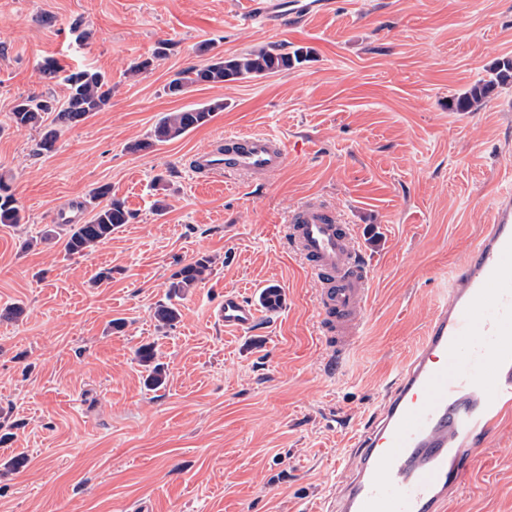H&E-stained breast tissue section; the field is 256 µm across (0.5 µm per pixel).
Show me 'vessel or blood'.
<instances>
[{"mask_svg": "<svg viewBox=\"0 0 512 512\" xmlns=\"http://www.w3.org/2000/svg\"><path fill=\"white\" fill-rule=\"evenodd\" d=\"M329 0H254L253 16L269 28L326 12ZM284 144L268 134L225 136L224 147L196 154L195 174L260 179L282 170ZM465 262L448 283L424 336L391 381L381 407L353 439L348 473L325 512H449L490 446L498 422L512 413V190L499 192ZM286 234L319 284L318 333L328 368L359 336L370 279L351 225L315 202L288 218ZM244 333L258 311L227 293L214 313Z\"/></svg>", "mask_w": 512, "mask_h": 512, "instance_id": "b4317fda", "label": "vessel or blood"}]
</instances>
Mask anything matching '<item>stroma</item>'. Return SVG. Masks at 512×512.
Returning <instances> with one entry per match:
<instances>
[{"mask_svg": "<svg viewBox=\"0 0 512 512\" xmlns=\"http://www.w3.org/2000/svg\"><path fill=\"white\" fill-rule=\"evenodd\" d=\"M333 2L275 30L245 21L251 0H0V179L23 216L0 224V309H23L0 321V512H317L343 478L353 432L412 356L495 195L512 189V83L477 110L448 107L512 59V0ZM263 47L308 57L166 91L214 55ZM149 56L152 69L130 77ZM49 57L104 73L112 105L42 153L52 121L18 130L10 111L21 95L65 97L40 78ZM215 101L224 108L205 125L129 151L165 113ZM228 133L276 135L286 167L257 183L193 174L190 158ZM158 175L171 185L160 214ZM102 185L132 213L111 239L72 259L59 237L23 249L45 229L87 223ZM307 200L352 225L370 272L362 333L333 374L318 284L284 234ZM201 255L212 274L160 327L170 275ZM270 285L282 293L275 310L259 305ZM230 291L259 306L252 332L214 322ZM146 343L167 373L156 390L136 357ZM454 507L512 512V421Z\"/></svg>", "mask_w": 512, "mask_h": 512, "instance_id": "obj_1", "label": "stroma"}]
</instances>
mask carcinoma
<instances>
[{
    "mask_svg": "<svg viewBox=\"0 0 512 512\" xmlns=\"http://www.w3.org/2000/svg\"><path fill=\"white\" fill-rule=\"evenodd\" d=\"M301 50L282 53L273 48L251 50L231 58L218 57L202 67H190L179 73L168 85V93L178 96L197 84H222L245 78L264 76L290 69L300 62ZM68 95L58 102L50 93L28 95L15 99L11 109V120L18 129L41 126L44 115L54 113L56 127L47 130L40 142V148L51 152L55 148L59 129L70 128L95 112H102L111 105L112 86L105 76L92 69L72 71L63 77ZM512 83V62L499 63L493 68L490 80H480L471 85L461 96L451 102L459 112H470L481 106L497 85ZM224 109V103H213L202 107L184 108L166 113L155 125L150 136L128 146L132 152L151 149L153 146L183 137L190 131L206 124L212 113ZM99 199H107L93 217L85 224L70 225L64 240L67 257L84 256L99 244L112 237V233L128 223L130 213L123 201L110 195V188L103 185L93 191ZM22 217L16 199L8 191V185L0 181V224H19ZM213 259L203 255L182 265L173 272L168 283L166 301L159 302L154 318L162 327L175 325L181 317L179 308L172 299L180 297L202 283L212 271ZM141 365L149 369L148 384L157 389L166 378L162 364L156 362V349L151 344L140 346L136 352Z\"/></svg>",
    "mask_w": 512,
    "mask_h": 512,
    "instance_id": "carcinoma-1",
    "label": "carcinoma"
}]
</instances>
